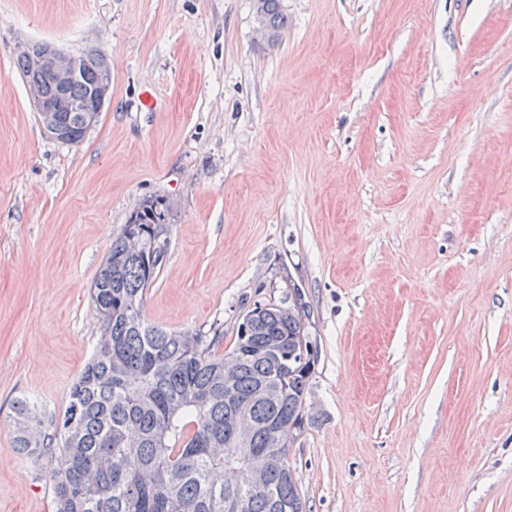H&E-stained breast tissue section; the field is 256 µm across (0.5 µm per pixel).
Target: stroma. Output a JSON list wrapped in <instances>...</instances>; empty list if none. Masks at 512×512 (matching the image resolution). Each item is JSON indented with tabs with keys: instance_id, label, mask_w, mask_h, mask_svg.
I'll return each instance as SVG.
<instances>
[{
	"instance_id": "35a3bbf8",
	"label": "stroma",
	"mask_w": 512,
	"mask_h": 512,
	"mask_svg": "<svg viewBox=\"0 0 512 512\" xmlns=\"http://www.w3.org/2000/svg\"><path fill=\"white\" fill-rule=\"evenodd\" d=\"M281 8L272 48L253 0H0V512H53L13 403L65 407L100 264L156 197L149 323L229 345L301 290L310 512H512V0ZM31 41L112 65L80 144L40 122Z\"/></svg>"
}]
</instances>
